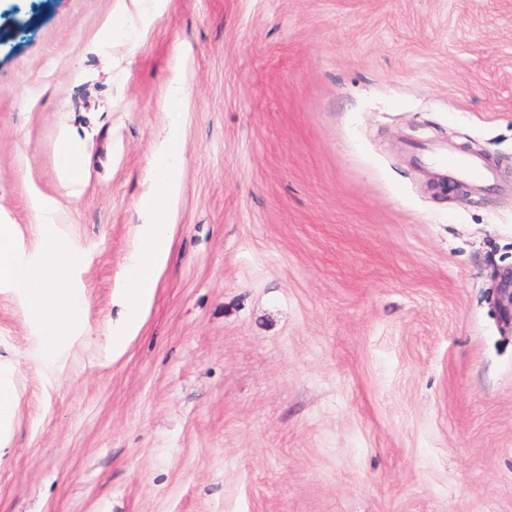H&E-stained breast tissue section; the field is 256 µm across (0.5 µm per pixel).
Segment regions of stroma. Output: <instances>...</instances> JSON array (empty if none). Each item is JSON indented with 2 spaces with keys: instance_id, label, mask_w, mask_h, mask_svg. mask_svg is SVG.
Segmentation results:
<instances>
[{
  "instance_id": "obj_1",
  "label": "stroma",
  "mask_w": 512,
  "mask_h": 512,
  "mask_svg": "<svg viewBox=\"0 0 512 512\" xmlns=\"http://www.w3.org/2000/svg\"><path fill=\"white\" fill-rule=\"evenodd\" d=\"M0 13V225L28 262L53 219L77 316L39 367L0 282V512H512V0ZM168 139L167 258L113 353ZM448 153L492 181L435 194ZM59 145L61 153L67 161L64 185L72 189L76 184L77 174L81 170L80 147L66 132L61 133ZM493 305L498 311L501 327L504 333L512 335V269L499 274Z\"/></svg>"
}]
</instances>
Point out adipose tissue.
<instances>
[{
    "instance_id": "ef3b65f1",
    "label": "adipose tissue",
    "mask_w": 512,
    "mask_h": 512,
    "mask_svg": "<svg viewBox=\"0 0 512 512\" xmlns=\"http://www.w3.org/2000/svg\"><path fill=\"white\" fill-rule=\"evenodd\" d=\"M173 188L171 179H159L156 194L146 204L153 220L142 227L143 245L136 255L135 273L122 294L127 320L120 334L109 337L110 348L119 347L125 334L130 333L149 297L154 272L164 259L170 228L163 205ZM39 228L41 259L38 263L23 265L14 251L13 228L7 224L0 225V281L14 284L30 312L40 320L42 343L39 361L47 364L53 361L57 347L71 337L75 325L74 306L66 295L72 249L62 244L53 222H40Z\"/></svg>"
}]
</instances>
